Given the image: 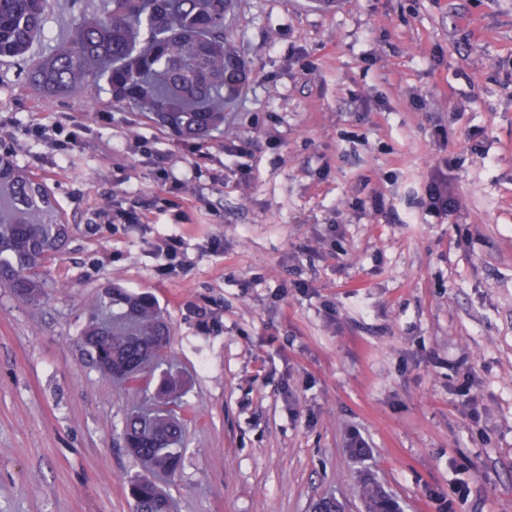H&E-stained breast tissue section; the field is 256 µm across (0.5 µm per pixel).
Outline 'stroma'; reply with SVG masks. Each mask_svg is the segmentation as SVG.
<instances>
[{"label": "stroma", "instance_id": "35a3bbf8", "mask_svg": "<svg viewBox=\"0 0 512 512\" xmlns=\"http://www.w3.org/2000/svg\"><path fill=\"white\" fill-rule=\"evenodd\" d=\"M105 7L52 0L28 61ZM227 35L250 82L204 142L106 94L36 95L0 58V154L70 228L43 303L0 287V512H132L142 395L77 347L110 284L170 323L174 512H365L367 478L402 512H512V0H239ZM46 119L76 132L65 151L35 136ZM164 178L197 197L190 223ZM168 235L184 249L163 276ZM428 208L437 215H447L452 208V198L448 193V179L445 174L436 178L427 191Z\"/></svg>", "mask_w": 512, "mask_h": 512}]
</instances>
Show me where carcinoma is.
I'll list each match as a JSON object with an SVG mask.
<instances>
[{
    "instance_id": "1",
    "label": "carcinoma",
    "mask_w": 512,
    "mask_h": 512,
    "mask_svg": "<svg viewBox=\"0 0 512 512\" xmlns=\"http://www.w3.org/2000/svg\"><path fill=\"white\" fill-rule=\"evenodd\" d=\"M49 0H0V57H24L44 27ZM237 0H107L105 12L75 24L71 39L45 61L28 65L27 79L45 93L98 90L114 103L150 113L174 135L204 140L224 128V103L248 81V64L225 34ZM68 225L42 179L0 155V286L21 301L44 296L46 264L65 246ZM171 329L154 296L114 286L95 298L77 339L82 360L119 380L143 383L165 360ZM158 397L172 408L131 413L125 447L143 472L129 478L133 512H170L155 480L181 467L183 425L175 407L180 387L166 377ZM373 512L391 499L364 488Z\"/></svg>"
}]
</instances>
